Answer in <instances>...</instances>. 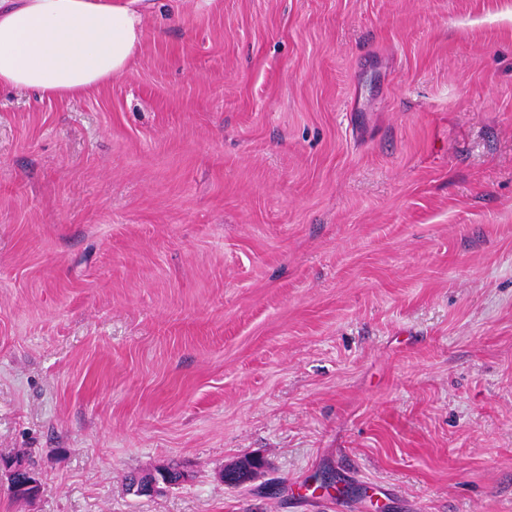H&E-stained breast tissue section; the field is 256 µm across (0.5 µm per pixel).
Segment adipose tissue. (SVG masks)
Segmentation results:
<instances>
[{"mask_svg": "<svg viewBox=\"0 0 512 512\" xmlns=\"http://www.w3.org/2000/svg\"><path fill=\"white\" fill-rule=\"evenodd\" d=\"M156 0H0V90L68 99L111 81L138 54Z\"/></svg>", "mask_w": 512, "mask_h": 512, "instance_id": "adipose-tissue-1", "label": "adipose tissue"}]
</instances>
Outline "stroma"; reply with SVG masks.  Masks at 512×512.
Here are the masks:
<instances>
[{"mask_svg":"<svg viewBox=\"0 0 512 512\" xmlns=\"http://www.w3.org/2000/svg\"><path fill=\"white\" fill-rule=\"evenodd\" d=\"M145 31L89 94L0 91V454L40 484L0 512H512V0ZM177 475H174L169 468L159 471L157 474L141 476L131 483V493L137 497L151 496L157 493L160 485L171 486Z\"/></svg>","mask_w":512,"mask_h":512,"instance_id":"1","label":"stroma"}]
</instances>
